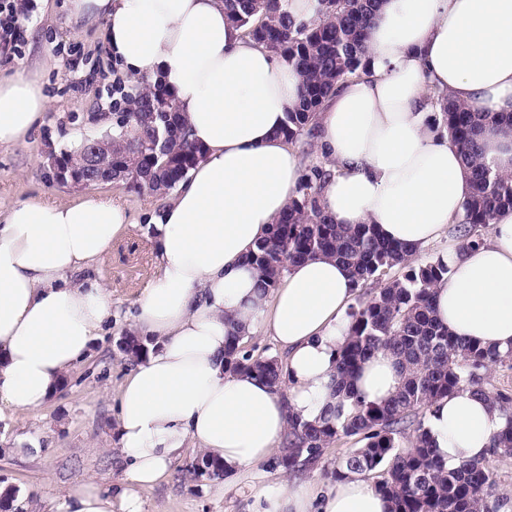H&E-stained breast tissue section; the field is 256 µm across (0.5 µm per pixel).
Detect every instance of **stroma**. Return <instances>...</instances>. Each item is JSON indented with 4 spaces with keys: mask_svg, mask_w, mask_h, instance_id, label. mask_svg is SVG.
<instances>
[{
    "mask_svg": "<svg viewBox=\"0 0 512 512\" xmlns=\"http://www.w3.org/2000/svg\"><path fill=\"white\" fill-rule=\"evenodd\" d=\"M71 6L72 0H35L16 53L0 55L1 77L26 71L49 102L24 144L0 150L1 209L22 201H69L81 195V188L52 181L49 159L101 133L99 116L112 114L120 87L132 83L110 63L100 25L75 23ZM153 274L143 236L113 243L98 269L112 289L111 330L39 411L0 415V485L16 488L20 499L28 501V512H56L67 491L91 478L109 486L125 480L115 452L114 406L130 364L114 341L131 321L138 288ZM30 439L41 442L39 455L23 451ZM196 454L194 448L184 449L166 478L142 491L144 512H250L258 488L330 482L323 470L291 477L268 461L220 481L180 484L179 470Z\"/></svg>",
    "mask_w": 512,
    "mask_h": 512,
    "instance_id": "obj_1",
    "label": "stroma"
}]
</instances>
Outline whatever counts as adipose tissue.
<instances>
[{
    "instance_id": "1",
    "label": "adipose tissue",
    "mask_w": 512,
    "mask_h": 512,
    "mask_svg": "<svg viewBox=\"0 0 512 512\" xmlns=\"http://www.w3.org/2000/svg\"><path fill=\"white\" fill-rule=\"evenodd\" d=\"M75 19L99 21L111 58L128 75L173 93L187 137L206 152L175 199L149 222L156 275L130 331L151 343L116 400L126 480L72 489L58 512H144L140 492L192 446L235 473L268 460L289 416L318 420L331 400L336 359L357 287L321 255L289 265L259 289L246 256L288 209L303 177L281 134L300 98L297 72L243 37L224 0H73ZM366 72L337 87L316 117V150L329 178L326 213L372 224L420 250L462 213L470 178L431 92L479 111L512 113V0H382L369 28ZM48 107L24 73L0 79V147L17 146ZM136 222L98 195L25 201L0 212V413L35 412L112 324L98 269ZM452 273L434 288L439 321L458 338L512 348V209L482 245L450 249ZM263 324L283 351L282 388L228 372L234 331ZM400 382L396 358L377 351L351 384L380 404ZM506 417L472 390L438 399L425 423L448 468L482 458ZM253 512H390L374 482L346 474L327 489L263 487Z\"/></svg>"
}]
</instances>
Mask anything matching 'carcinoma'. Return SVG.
I'll return each instance as SVG.
<instances>
[{
  "instance_id": "obj_1",
  "label": "carcinoma",
  "mask_w": 512,
  "mask_h": 512,
  "mask_svg": "<svg viewBox=\"0 0 512 512\" xmlns=\"http://www.w3.org/2000/svg\"><path fill=\"white\" fill-rule=\"evenodd\" d=\"M380 0H318L316 18L297 25L289 0H224V16L245 37L292 65L302 78L299 104L287 113L281 134L295 144L311 133L317 112L337 86L366 67L370 21ZM123 107L112 131L84 137L79 147L60 155L80 163L89 149L112 156V182L139 192L166 194L204 158L201 146L189 141L173 95L161 85L133 86L122 92ZM439 119L461 149L472 191L457 232L467 246L483 243L497 213L512 207V172L486 162L483 134L490 128L509 136L512 117L499 120L485 112L437 95ZM291 200L249 257L261 272L260 287L277 284L287 264L330 254L345 263L357 283L375 281L379 288L352 308L349 331L336 360V402L314 422L288 416L276 465L289 473L319 467L330 445L357 436L362 445L336 457L330 477L363 474L391 502V512H500L502 500L488 467V458L449 469L431 447L425 431L426 413L435 401L471 388L498 404L507 425L490 442L489 455H512V391L488 387L487 372L512 362L504 353L464 343L437 323L433 287L448 278L451 268L438 257L420 261L415 253L382 238L375 225L336 224L325 213L321 190L326 171L313 164ZM116 350L128 361L147 358L144 340L124 330ZM379 350L398 359L401 381L382 404L354 398L350 380L362 363ZM224 363L230 372H254L269 384L281 383L278 357H256L244 336L225 343ZM189 474L222 480L224 463L202 454ZM0 512H23L14 488L0 494Z\"/></svg>"
}]
</instances>
